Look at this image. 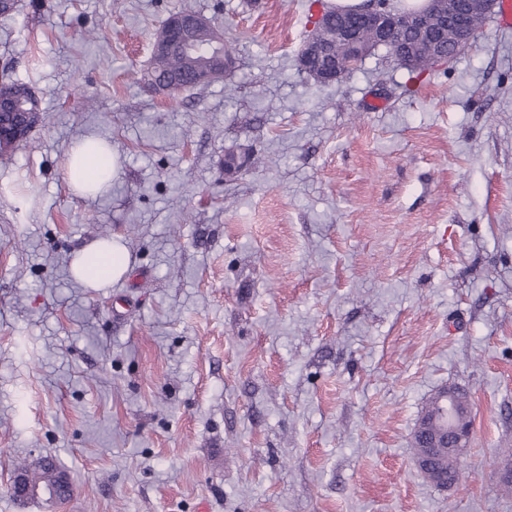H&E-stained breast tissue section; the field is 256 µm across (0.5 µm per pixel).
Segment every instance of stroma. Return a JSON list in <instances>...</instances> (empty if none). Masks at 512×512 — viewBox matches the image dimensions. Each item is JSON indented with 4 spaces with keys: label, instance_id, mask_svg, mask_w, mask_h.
Listing matches in <instances>:
<instances>
[{
    "label": "stroma",
    "instance_id": "stroma-1",
    "mask_svg": "<svg viewBox=\"0 0 512 512\" xmlns=\"http://www.w3.org/2000/svg\"><path fill=\"white\" fill-rule=\"evenodd\" d=\"M311 0H17L0 76L43 113L0 154V512L17 459L54 457L57 512H512V30L419 78L376 53L340 83L298 64ZM190 9L236 67L155 95L154 32ZM94 38H84L86 29ZM88 136L120 160L68 186ZM273 165L225 172L229 153ZM181 225V238L171 234ZM120 237L105 288L73 254ZM467 391L469 478L411 444ZM117 171L116 152L112 146L94 136L76 141L69 149L67 181L79 196L107 191ZM103 173L105 177H102Z\"/></svg>",
    "mask_w": 512,
    "mask_h": 512
}]
</instances>
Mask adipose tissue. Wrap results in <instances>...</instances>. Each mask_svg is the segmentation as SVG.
<instances>
[{"label": "adipose tissue", "instance_id": "1", "mask_svg": "<svg viewBox=\"0 0 512 512\" xmlns=\"http://www.w3.org/2000/svg\"><path fill=\"white\" fill-rule=\"evenodd\" d=\"M118 171V156L111 146L89 136L72 144L68 152L67 181L77 195L107 191ZM128 253L119 239L95 241L77 251L71 274L88 288H104L128 269Z\"/></svg>", "mask_w": 512, "mask_h": 512}]
</instances>
